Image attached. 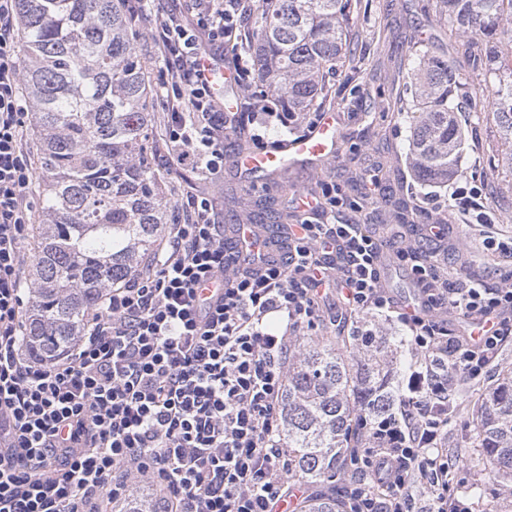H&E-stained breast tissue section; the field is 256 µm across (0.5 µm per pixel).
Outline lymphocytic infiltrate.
<instances>
[{
	"label": "lymphocytic infiltrate",
	"mask_w": 512,
	"mask_h": 512,
	"mask_svg": "<svg viewBox=\"0 0 512 512\" xmlns=\"http://www.w3.org/2000/svg\"><path fill=\"white\" fill-rule=\"evenodd\" d=\"M196 18L163 17L152 38L168 94L169 153L206 180L224 169V115L214 104L210 46L234 44L252 0H194ZM19 0H0V512H102L142 482L166 512H276L293 496L282 442L281 395L296 332L336 312L396 313L420 355L397 415L370 425L352 467L371 483L348 491L350 512H412L414 492L434 512H472L448 487V385L484 379L512 339V284L437 275L406 242H379L340 213L327 185L312 213L280 240L262 238L257 260L235 241L209 200L181 206L153 271L106 289L83 334L48 364L24 351L25 242L38 178L26 149ZM419 288L413 310L383 288L386 255ZM483 319L485 335L450 336L446 315ZM279 326H270L271 317Z\"/></svg>",
	"instance_id": "lymphocytic-infiltrate-1"
}]
</instances>
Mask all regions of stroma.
Segmentation results:
<instances>
[{"mask_svg": "<svg viewBox=\"0 0 512 512\" xmlns=\"http://www.w3.org/2000/svg\"><path fill=\"white\" fill-rule=\"evenodd\" d=\"M351 4L354 61L339 70L332 82V95L321 106L322 111L340 117L339 151L317 168L289 167L290 179L301 192L317 190L326 181L352 191L359 177L374 174L401 184L416 222L442 219L453 227L455 248L439 252L440 266L461 278L499 283L505 267H512V252L489 250L482 244L487 235L501 243L512 242V171L498 164L503 145L496 126L483 112L459 115L466 140L456 182L481 188L492 213L490 223L480 224L474 215L452 208L450 191L424 188L414 180L406 159L407 124L398 113L383 108L384 103L409 96L407 73L415 61L409 51L411 38L424 39L429 48L448 55L471 93L480 84L476 69L449 42L447 29L434 25L433 0H351ZM167 153V147H160L156 164L164 169L173 201L212 192L218 219L228 224L231 211L224 205L225 193L243 190L253 180L234 162V140L224 142V174L216 187L201 181L190 168L166 167Z\"/></svg>", "mask_w": 512, "mask_h": 512, "instance_id": "stroma-1", "label": "stroma"}]
</instances>
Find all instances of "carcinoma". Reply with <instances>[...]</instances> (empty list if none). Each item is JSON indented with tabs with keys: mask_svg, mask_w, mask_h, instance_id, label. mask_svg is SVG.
<instances>
[{
	"mask_svg": "<svg viewBox=\"0 0 512 512\" xmlns=\"http://www.w3.org/2000/svg\"><path fill=\"white\" fill-rule=\"evenodd\" d=\"M351 0H256L251 62L256 98L283 112H313L331 95L337 70L354 61ZM434 20L484 70L486 111L512 166V0H436ZM24 81L37 156L42 222L28 274V356L50 362L85 330L104 287L148 272L173 208L154 167L157 90L140 52V28L126 0H21ZM411 53V96L397 111L408 123L407 158L423 185L446 187L465 132L458 121L468 91L448 57L421 41ZM354 336H299L282 397L290 479L317 491L297 512H346L336 496L345 461L363 444L362 422L399 411L398 372L380 359L388 339L367 316ZM471 407L470 436L484 479L512 495V367L486 393L448 392V412ZM122 512H163L135 492Z\"/></svg>",
	"mask_w": 512,
	"mask_h": 512,
	"instance_id": "cac0c4a2",
	"label": "carcinoma"
}]
</instances>
